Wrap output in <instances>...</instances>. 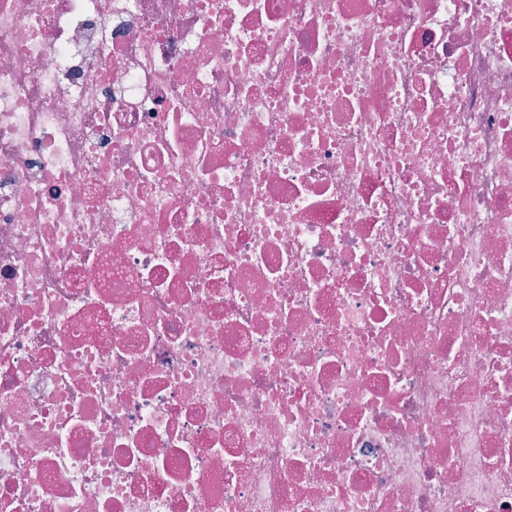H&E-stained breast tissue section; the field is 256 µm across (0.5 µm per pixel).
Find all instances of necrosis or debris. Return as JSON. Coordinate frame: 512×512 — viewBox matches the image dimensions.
I'll return each mask as SVG.
<instances>
[{"label": "necrosis or debris", "instance_id": "1", "mask_svg": "<svg viewBox=\"0 0 512 512\" xmlns=\"http://www.w3.org/2000/svg\"><path fill=\"white\" fill-rule=\"evenodd\" d=\"M0 512H512V0H0Z\"/></svg>", "mask_w": 512, "mask_h": 512}]
</instances>
